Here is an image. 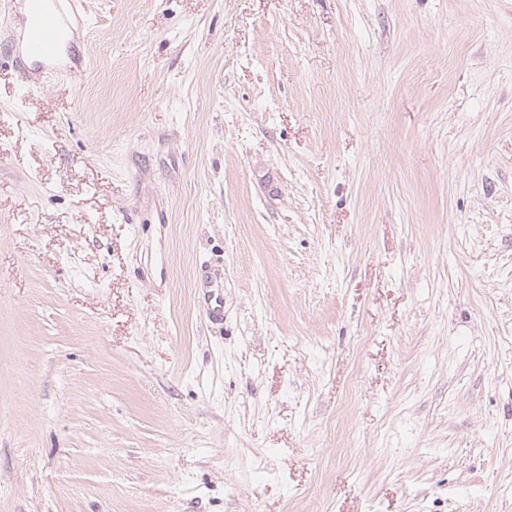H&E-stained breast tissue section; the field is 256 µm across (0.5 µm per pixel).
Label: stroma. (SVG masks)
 Returning <instances> with one entry per match:
<instances>
[{"label":"stroma","mask_w":512,"mask_h":512,"mask_svg":"<svg viewBox=\"0 0 512 512\" xmlns=\"http://www.w3.org/2000/svg\"><path fill=\"white\" fill-rule=\"evenodd\" d=\"M86 9L0 17V512H512V0ZM74 0H2L1 16L14 17L21 13L20 49L32 64L52 63L60 60L64 43L71 29L72 19L86 21L85 10L78 12Z\"/></svg>","instance_id":"stroma-1"}]
</instances>
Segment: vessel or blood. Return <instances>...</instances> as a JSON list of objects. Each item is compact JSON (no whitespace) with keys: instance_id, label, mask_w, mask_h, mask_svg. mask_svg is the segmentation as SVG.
I'll return each mask as SVG.
<instances>
[{"instance_id":"vessel-or-blood-1","label":"vessel or blood","mask_w":512,"mask_h":512,"mask_svg":"<svg viewBox=\"0 0 512 512\" xmlns=\"http://www.w3.org/2000/svg\"><path fill=\"white\" fill-rule=\"evenodd\" d=\"M0 14L20 16V49L30 63L59 61L72 20H87L74 0H0Z\"/></svg>"}]
</instances>
